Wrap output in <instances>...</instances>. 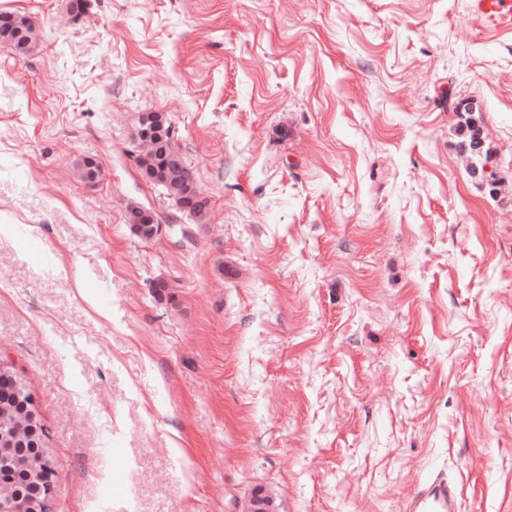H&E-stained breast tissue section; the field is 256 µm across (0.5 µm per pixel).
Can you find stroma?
Masks as SVG:
<instances>
[{"mask_svg": "<svg viewBox=\"0 0 512 512\" xmlns=\"http://www.w3.org/2000/svg\"><path fill=\"white\" fill-rule=\"evenodd\" d=\"M69 3L0 0L40 34L0 46V360L52 512H406L440 473L512 512V29L470 0ZM146 112L202 216L135 166ZM133 206L186 231L143 241ZM466 127L469 131V138H468V148L470 155L472 159L474 160L472 162V167L474 173L479 172L480 168L479 165H481V169L483 170L485 165L482 164L483 158H487L488 151L484 150V141L480 134V128L477 127L476 122L474 118L467 117L465 119ZM23 383L18 378L17 374L6 363L0 361V398L3 393L8 395H15L17 403L20 404V409L23 414H28V421L31 425L39 422V413L37 409V401L34 395L28 391L25 400L21 399L18 391ZM47 440L44 425L40 427L37 433L27 442L29 451L35 449L38 454L37 459L29 465L30 477L36 476L37 484L32 496L24 501L16 512H46L45 506L48 500L51 501L54 490V463L49 448H40L41 444Z\"/></svg>", "mask_w": 512, "mask_h": 512, "instance_id": "1", "label": "stroma"}]
</instances>
